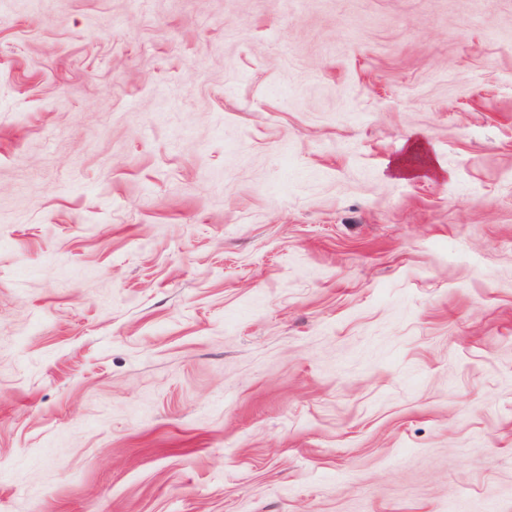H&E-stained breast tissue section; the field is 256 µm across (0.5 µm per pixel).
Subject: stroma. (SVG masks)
Wrapping results in <instances>:
<instances>
[{
    "mask_svg": "<svg viewBox=\"0 0 512 512\" xmlns=\"http://www.w3.org/2000/svg\"><path fill=\"white\" fill-rule=\"evenodd\" d=\"M0 512H512V0H0Z\"/></svg>",
    "mask_w": 512,
    "mask_h": 512,
    "instance_id": "stroma-1",
    "label": "stroma"
}]
</instances>
